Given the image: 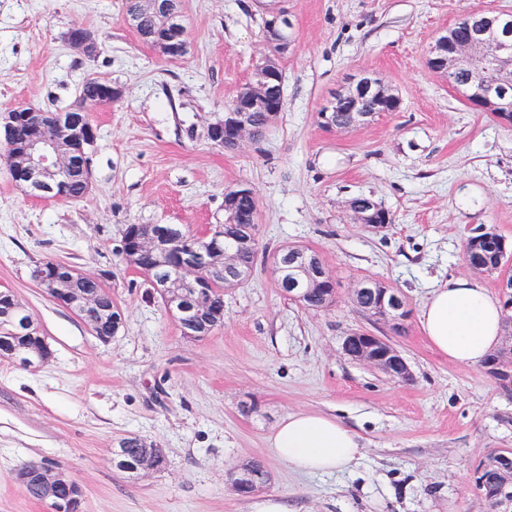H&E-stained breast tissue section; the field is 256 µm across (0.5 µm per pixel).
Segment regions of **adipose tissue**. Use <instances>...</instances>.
<instances>
[{
  "instance_id": "ef3b65f1",
  "label": "adipose tissue",
  "mask_w": 512,
  "mask_h": 512,
  "mask_svg": "<svg viewBox=\"0 0 512 512\" xmlns=\"http://www.w3.org/2000/svg\"><path fill=\"white\" fill-rule=\"evenodd\" d=\"M503 318L500 301L470 278L451 279L434 288L418 315L430 346L460 366L479 365L498 347ZM271 450L298 473L326 475L349 468L360 455L362 443L336 417L302 411L277 425Z\"/></svg>"
}]
</instances>
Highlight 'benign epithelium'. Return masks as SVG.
Masks as SVG:
<instances>
[{"instance_id": "1", "label": "benign epithelium", "mask_w": 512, "mask_h": 512, "mask_svg": "<svg viewBox=\"0 0 512 512\" xmlns=\"http://www.w3.org/2000/svg\"><path fill=\"white\" fill-rule=\"evenodd\" d=\"M267 23L265 44L269 52L260 56L247 83L246 92L224 109V117L207 125L210 141L227 151H236L247 141L257 140L252 115L262 112L266 124L272 125L282 112L284 71L282 61L293 43V24L286 0H255ZM150 9L172 21L176 29L159 44V54L171 60L184 58L189 53V41L179 28L181 17L180 0H150ZM484 27L469 29L464 38L439 33L430 46L428 67L435 73L453 79L465 72L477 78L467 89L471 106L479 112H492L507 124H512V104L505 101V91L512 86V43L496 41L489 36L499 13H483ZM69 47L86 56L94 57L100 52L96 34L82 25H75L65 36ZM123 97V89L110 82H101V94L81 102L77 111L89 112L93 107L109 105ZM400 98L377 74L360 72L349 78L338 89L318 113L320 124L327 129L336 128V113L349 115L348 127H357L373 121L384 112H395ZM34 109L19 105L10 108L0 119V146L13 150L10 163L15 173L14 182L30 196L47 199L68 200V185L73 178L81 179L86 190H91L93 175L87 153L97 141V128L86 123L73 125L69 114L56 112L52 115L49 130L36 132L26 137L21 145L15 144L21 122L33 115ZM243 196H255L254 190L238 185L224 192V211L235 215V203ZM360 223L370 224L380 230L386 227L388 215L371 199L366 200L355 212ZM223 227L216 225L202 237L184 241L179 250L173 243L164 224H153L142 235H123L119 253L133 264L139 255L155 257L158 266L167 275L154 281L157 293L171 316L183 318L187 315L199 323L200 334L211 329V318L206 315V305L211 294L212 277L224 275V287L233 288L247 278L250 271L241 268L237 254L257 249L254 225H242L236 240L235 251L224 254V265L212 261V256L221 252ZM474 248L486 246L495 251L497 258L507 255L504 239L496 233L479 231V237L471 242ZM273 270L282 290L290 297L300 300L305 291L300 288L302 279L319 280L334 284L333 277L324 267L319 255L307 252L298 255L286 249L273 258ZM83 277L98 284H105V273L90 274L56 262L37 273V284L61 306L76 313L88 323L90 330L98 328V321H110L112 333H117L123 324L120 308L96 309L94 296L75 288V282ZM368 292L377 294L378 306L371 315L387 322L395 331L403 329L409 316L404 295L394 288L374 287V282L364 280L354 289V297ZM0 308L11 314L14 323L23 331L21 338L8 340L0 349V355L21 365L43 366L48 363L53 351L42 336L36 321L27 318L28 309L10 292H0ZM342 349L351 359L368 364L393 380L412 379L409 367L401 352L385 337L361 330L344 337ZM486 371L505 388H512V367L501 366L497 359L485 363ZM112 466L136 477L164 468L165 457H130L122 448H115L111 457ZM485 470L503 471L512 474V452L500 451L482 459ZM235 492L241 496L252 495L266 485L265 476L238 465L231 472ZM16 483L25 491L34 490L41 501L48 503L51 512H82L85 491L67 472L39 464L25 465L15 473ZM490 499L497 512H512V482H504L490 489Z\"/></svg>"}]
</instances>
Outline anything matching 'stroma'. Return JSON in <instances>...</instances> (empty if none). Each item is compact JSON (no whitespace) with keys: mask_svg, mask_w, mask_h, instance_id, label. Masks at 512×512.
<instances>
[{"mask_svg":"<svg viewBox=\"0 0 512 512\" xmlns=\"http://www.w3.org/2000/svg\"><path fill=\"white\" fill-rule=\"evenodd\" d=\"M125 0H0V111L75 104L83 81L123 87L95 110L93 189L77 202L26 196L0 162V290L33 313L53 360L23 369L0 359V512H49L15 482L28 462L67 470L85 512H253L230 487L240 460L264 463L263 493L288 512H490L472 480L485 454L512 448V390L483 367L448 362L418 313L435 285L468 276L464 241L479 229L512 243V126L472 108L427 66L434 37L471 11L512 12V0H288L294 44L283 61L284 110L265 136L227 152L205 137L248 82L264 49L253 0H181L191 43L160 56L124 20ZM94 31L100 54L71 50L64 33ZM362 71L402 100L370 124L323 129L330 94ZM259 200V251L247 284L226 290L224 324L183 336L143 273L118 247L129 224L224 221V191ZM393 217L374 231L352 198ZM316 251L336 302L312 312L286 298L271 257ZM47 259L104 273L124 324L100 342L31 278ZM374 279L404 293L402 331L358 308ZM366 329L406 358L412 378L389 379L341 349ZM314 410L356 431L348 470L303 475L276 459L270 438L288 414ZM162 448L167 465L138 478L113 470L118 441Z\"/></svg>","mask_w":512,"mask_h":512,"instance_id":"1","label":"stroma"}]
</instances>
